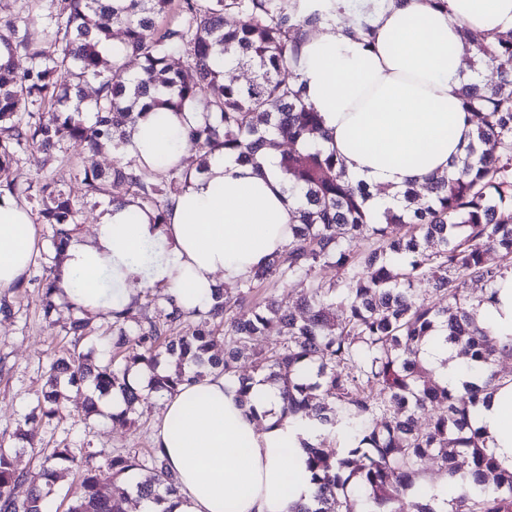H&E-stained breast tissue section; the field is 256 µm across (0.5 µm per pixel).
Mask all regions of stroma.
<instances>
[{"mask_svg": "<svg viewBox=\"0 0 512 512\" xmlns=\"http://www.w3.org/2000/svg\"><path fill=\"white\" fill-rule=\"evenodd\" d=\"M40 274V267H33L30 278L6 295L12 304L11 314H0V447L22 448L23 462L34 469L44 451L58 446L86 452L102 448L143 452L151 448L154 424L164 408L165 397L160 393H146L131 410V423L119 425L108 417L85 419V390L67 388L60 399V417L27 424L58 351L73 346L95 362L112 360L111 316L97 317L95 334L72 343L60 324L43 317V291L36 282Z\"/></svg>", "mask_w": 512, "mask_h": 512, "instance_id": "35a3bbf8", "label": "stroma"}]
</instances>
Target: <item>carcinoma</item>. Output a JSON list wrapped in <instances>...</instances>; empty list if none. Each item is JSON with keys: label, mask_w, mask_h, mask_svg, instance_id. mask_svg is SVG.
Listing matches in <instances>:
<instances>
[{"label": "carcinoma", "mask_w": 512, "mask_h": 512, "mask_svg": "<svg viewBox=\"0 0 512 512\" xmlns=\"http://www.w3.org/2000/svg\"><path fill=\"white\" fill-rule=\"evenodd\" d=\"M299 0H35L34 20L44 37L28 38L21 24L0 17V196L26 201L36 221L49 230L54 263L42 266L43 313L58 310L59 256L78 229L81 202L67 190L65 177L38 167L18 180L12 167L37 152H99L112 148L108 170H84V198H106L154 212L167 223L168 212L190 178L205 171L217 151L254 162L266 150L278 152V168L295 199L298 224L293 242L273 254L233 297L219 290L208 311L194 314L168 296L156 304L150 292L112 310V351L123 368H91L70 351L52 361L47 389L29 420L58 415L61 385H85L119 392L124 402L141 397L128 383L132 369L152 370L150 390L172 393L182 382L214 374L251 402L255 377L280 385L282 417L307 451L306 469L315 484L314 507L289 512H434L425 494L410 495L426 459L437 460L455 489L450 512H512V464H504L476 426L480 404L512 385V373L497 368L501 354H512V335L497 336L481 319L495 303L496 282L512 274V31L492 37L461 29L463 41L484 63L489 77L464 85L465 119L476 142L452 178L425 182L427 200L409 189L406 205L386 209L373 223L370 193L346 174L327 139L322 119L296 86L300 48L306 32L326 18L318 9L301 12ZM174 13L178 20L159 26ZM236 22L229 25L225 17ZM123 29L103 57L112 29ZM24 53L30 66L14 67ZM183 64L173 67L174 56ZM140 61L135 73L125 60ZM246 68L244 84L224 80V63ZM98 84L86 100L83 85ZM206 113L205 121L183 133L189 163H171L154 172L129 150L126 127L144 110ZM372 239L377 247L359 252L353 245ZM498 261L490 264L487 254ZM336 268V280L318 277ZM296 278L310 290L295 313L275 296L254 304L255 288L269 279L285 286ZM422 278L446 302L431 304L414 294ZM485 293L472 299L469 281ZM340 307L341 320L332 316ZM439 332L470 360L481 384L441 387L420 359L426 337ZM256 336L269 338L254 353L256 376L239 372L237 362ZM224 340V357L211 349ZM174 367L155 372L159 357ZM437 409L428 425L417 415ZM466 456L467 468L459 464ZM102 457L112 470V491L98 488ZM68 464L79 481L67 512H127L131 493L153 512L176 492V480L155 452L81 454L55 448L45 458L27 499L17 502L11 486L27 479L15 457L0 450V512H45V489Z\"/></svg>", "instance_id": "obj_1"}]
</instances>
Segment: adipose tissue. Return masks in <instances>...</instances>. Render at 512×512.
Returning <instances> with one entry per match:
<instances>
[{
  "label": "adipose tissue",
  "instance_id": "obj_1",
  "mask_svg": "<svg viewBox=\"0 0 512 512\" xmlns=\"http://www.w3.org/2000/svg\"><path fill=\"white\" fill-rule=\"evenodd\" d=\"M338 16L306 33L298 82L321 113L323 146L344 158L353 180L367 184L380 216L395 192L450 175L473 138L461 109L468 79L461 27L512 31V0H332ZM370 35H362L361 25ZM200 112H146L130 149L148 165L181 157L178 134ZM296 204L275 154L242 163L215 154L206 175L177 197L167 223L133 206L112 205L93 235L72 234L60 264L67 299L89 314L111 312L135 289L161 288L185 309L206 311L212 290L252 277L293 240ZM38 249L29 207L0 197V291L24 282ZM440 383L459 385L468 371L443 337L422 346ZM223 377L183 383L168 395L152 445L175 476L167 512H288L312 505L307 455L288 444L277 386L259 382L257 407L225 394ZM477 424L501 458L512 459V387L481 405Z\"/></svg>",
  "mask_w": 512,
  "mask_h": 512
}]
</instances>
